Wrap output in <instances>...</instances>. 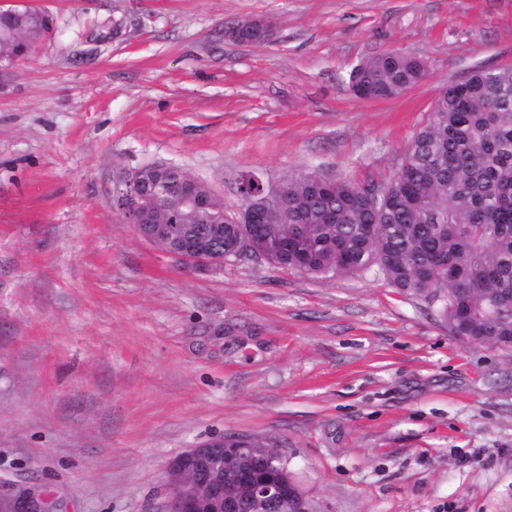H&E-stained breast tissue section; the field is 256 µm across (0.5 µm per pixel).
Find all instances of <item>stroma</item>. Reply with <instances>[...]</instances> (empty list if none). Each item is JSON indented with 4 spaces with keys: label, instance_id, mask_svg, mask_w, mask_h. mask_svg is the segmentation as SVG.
Wrapping results in <instances>:
<instances>
[{
    "label": "stroma",
    "instance_id": "stroma-1",
    "mask_svg": "<svg viewBox=\"0 0 512 512\" xmlns=\"http://www.w3.org/2000/svg\"><path fill=\"white\" fill-rule=\"evenodd\" d=\"M4 2L48 28L0 66V495L163 512L167 462L239 434L314 512H512V355L372 276L186 270L114 204L154 162L231 208L246 173L388 179L441 86L512 68V0ZM392 49L426 78L357 98ZM226 34L234 41L259 40L268 38L270 29L265 21L254 19L231 27Z\"/></svg>",
    "mask_w": 512,
    "mask_h": 512
}]
</instances>
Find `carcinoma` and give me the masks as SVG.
<instances>
[{"label":"carcinoma","mask_w":512,"mask_h":512,"mask_svg":"<svg viewBox=\"0 0 512 512\" xmlns=\"http://www.w3.org/2000/svg\"><path fill=\"white\" fill-rule=\"evenodd\" d=\"M426 77L419 59L383 52L357 64L348 83L389 100ZM188 174L153 172L176 193ZM288 223L266 233L288 243L246 256L311 280L372 274L420 297L454 336L512 351V68L478 70L445 85L392 178L359 184L309 171L282 181ZM272 448L262 436H224Z\"/></svg>","instance_id":"obj_1"}]
</instances>
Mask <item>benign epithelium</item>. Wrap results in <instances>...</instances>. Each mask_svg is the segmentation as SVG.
Masks as SVG:
<instances>
[{
	"instance_id": "7a95c632",
	"label": "benign epithelium",
	"mask_w": 512,
	"mask_h": 512,
	"mask_svg": "<svg viewBox=\"0 0 512 512\" xmlns=\"http://www.w3.org/2000/svg\"><path fill=\"white\" fill-rule=\"evenodd\" d=\"M40 26L22 19L0 38V62L12 63L27 54ZM270 35L266 22L254 19L227 31L234 41L259 40ZM146 169L137 171L119 192L115 204L134 224L144 226L164 244L172 245L169 255L194 271H208L224 263V243L208 238L169 231L167 224H209L215 200L222 199L207 183L191 177L177 196L167 197L150 185ZM260 190L247 194L231 210L234 224H247L254 234L263 224H286L288 216L277 207L279 188L267 187L256 176L245 177ZM168 512H311L309 501L288 469V458L277 448H226L224 440H210L189 448L166 469ZM0 512H50L46 498L36 492L17 490Z\"/></svg>"
}]
</instances>
